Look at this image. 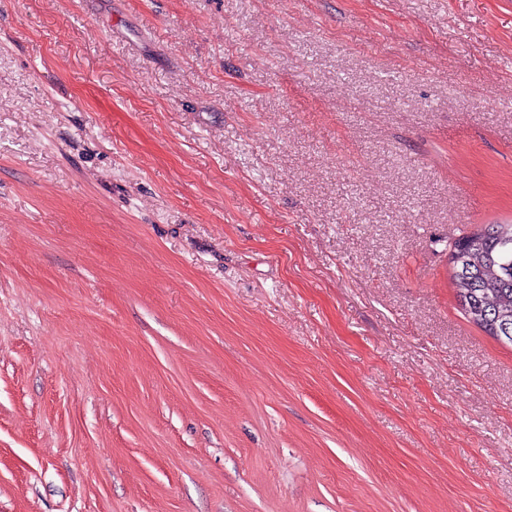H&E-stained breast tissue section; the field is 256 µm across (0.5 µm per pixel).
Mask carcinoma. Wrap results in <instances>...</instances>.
Here are the masks:
<instances>
[{
    "label": "carcinoma",
    "instance_id": "carcinoma-1",
    "mask_svg": "<svg viewBox=\"0 0 512 512\" xmlns=\"http://www.w3.org/2000/svg\"><path fill=\"white\" fill-rule=\"evenodd\" d=\"M449 261L465 317L512 346V224H487L463 236Z\"/></svg>",
    "mask_w": 512,
    "mask_h": 512
}]
</instances>
